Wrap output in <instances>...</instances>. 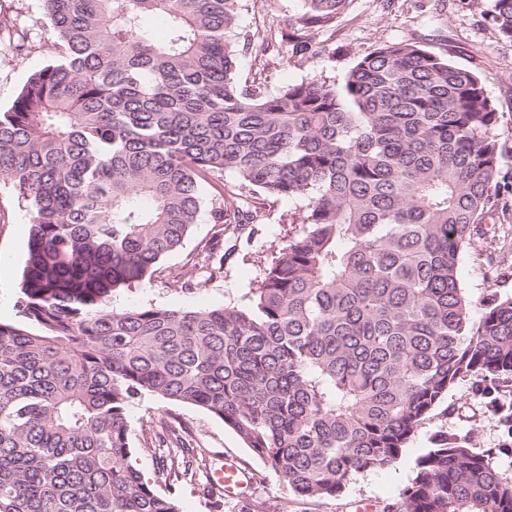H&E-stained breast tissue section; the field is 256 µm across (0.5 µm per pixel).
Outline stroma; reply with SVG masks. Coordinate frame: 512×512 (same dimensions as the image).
<instances>
[{
  "instance_id": "obj_1",
  "label": "stroma",
  "mask_w": 512,
  "mask_h": 512,
  "mask_svg": "<svg viewBox=\"0 0 512 512\" xmlns=\"http://www.w3.org/2000/svg\"><path fill=\"white\" fill-rule=\"evenodd\" d=\"M489 9L490 0H350L331 28L311 31V49L300 52L294 46L276 44L263 55L241 54L238 77L273 94L286 84L312 77L343 81L360 56L388 43L421 45L480 79L499 114L502 170L508 174L512 172V42L499 36ZM300 14V0H246L240 24L247 30L277 32ZM47 57L48 48L41 41L22 51L0 44V109L10 107L28 75ZM295 208V203L285 200H265L263 223L247 226L236 237L223 236L209 208H202L182 247L159 263L152 286L123 291L117 295L116 305L196 308L246 303L262 266L287 237ZM486 222L491 232L475 237L460 267L461 283L477 316L483 311L486 295H512L511 195L502 199ZM219 236L224 239L223 277L200 281L190 290L174 283V274L191 271L197 253ZM28 237L26 203L11 185L1 184L0 320L4 322L18 319L15 302ZM485 403L471 381L451 387L422 421L395 468L357 475L341 496L325 500L288 491L232 429L200 408L148 395L132 408L129 425L137 447L135 466L149 481L154 480L156 471L152 443L163 420L175 418L186 431L195 473L173 487L180 512H358L364 504L371 505L372 512H384L400 499L414 475L417 458L443 430L467 438L504 479L512 481V433ZM226 457L241 461L253 474L247 498L226 499L211 493L208 473Z\"/></svg>"
}]
</instances>
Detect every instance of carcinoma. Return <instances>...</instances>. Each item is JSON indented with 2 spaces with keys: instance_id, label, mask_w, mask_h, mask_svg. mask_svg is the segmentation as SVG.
Instances as JSON below:
<instances>
[{
  "instance_id": "cac0c4a2",
  "label": "carcinoma",
  "mask_w": 512,
  "mask_h": 512,
  "mask_svg": "<svg viewBox=\"0 0 512 512\" xmlns=\"http://www.w3.org/2000/svg\"><path fill=\"white\" fill-rule=\"evenodd\" d=\"M282 34L332 26L348 0H301ZM48 61L0 110V182L28 202V257L0 321V512H179L176 420L155 482L131 458L145 395L231 428L292 493L340 496L393 468L463 380L504 393L512 430V296L477 319L459 269L505 188L499 115L478 77L408 42L358 58L342 83L242 85L243 0H42ZM165 23L158 39L145 19ZM489 17L512 41V0ZM231 234L258 201H301L248 303L114 306L153 280L204 204ZM194 266L224 274L211 242ZM388 512H512V482L446 431Z\"/></svg>"
}]
</instances>
